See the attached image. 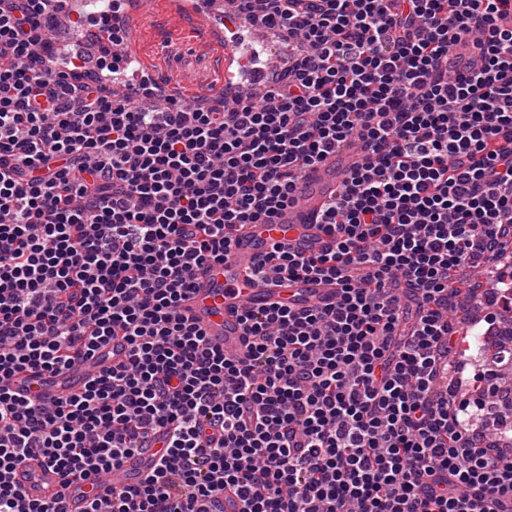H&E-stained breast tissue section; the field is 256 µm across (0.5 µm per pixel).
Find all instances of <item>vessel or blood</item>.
<instances>
[{
	"instance_id": "vessel-or-blood-1",
	"label": "vessel or blood",
	"mask_w": 512,
	"mask_h": 512,
	"mask_svg": "<svg viewBox=\"0 0 512 512\" xmlns=\"http://www.w3.org/2000/svg\"><path fill=\"white\" fill-rule=\"evenodd\" d=\"M224 0H210L208 12L196 11L192 0H184L180 17L185 27L202 32L201 47L209 64L210 76L202 89H195L183 75H172L164 85L167 96L190 98L213 95L232 88V79L243 59L236 44L225 41L221 30L213 28L211 15L220 13ZM357 144L342 146L323 162L310 168L299 182L293 199L271 224H240L230 234V255L224 261L202 266L193 287L181 305L182 313L203 332L210 346L233 355L245 354L248 339L241 326L244 312H261L275 306L293 308L324 307L335 303V281L306 278L284 280L275 276L261 281L253 270L276 246L282 245L304 255L328 250L331 238L321 222L326 204L339 192L350 173L363 161ZM125 358V342L115 338L94 355L83 358L58 373L28 369L10 381L12 391L34 394L45 401L80 394L90 376L101 368ZM161 448H142L123 459L112 474L95 483L78 481L63 485L58 472L46 462H26L16 480L29 497L52 500L64 497L67 512H83L90 496L104 497L125 486L138 484L161 463Z\"/></svg>"
}]
</instances>
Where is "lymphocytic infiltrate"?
I'll return each instance as SVG.
<instances>
[{
    "mask_svg": "<svg viewBox=\"0 0 512 512\" xmlns=\"http://www.w3.org/2000/svg\"><path fill=\"white\" fill-rule=\"evenodd\" d=\"M63 0H0V512H66L14 471L111 472L172 427L161 464L85 512H512V420L493 369L450 364L462 267L490 271L483 321L512 303V0H225L286 34L271 92L159 101L113 83L133 63L109 21L51 65ZM477 68L451 72L458 44ZM364 162L323 215L332 245L256 268L336 280L326 308L242 317L208 345L181 301L269 224L336 146ZM123 337L128 359L51 404L13 393Z\"/></svg>",
    "mask_w": 512,
    "mask_h": 512,
    "instance_id": "lymphocytic-infiltrate-1",
    "label": "lymphocytic infiltrate"
}]
</instances>
